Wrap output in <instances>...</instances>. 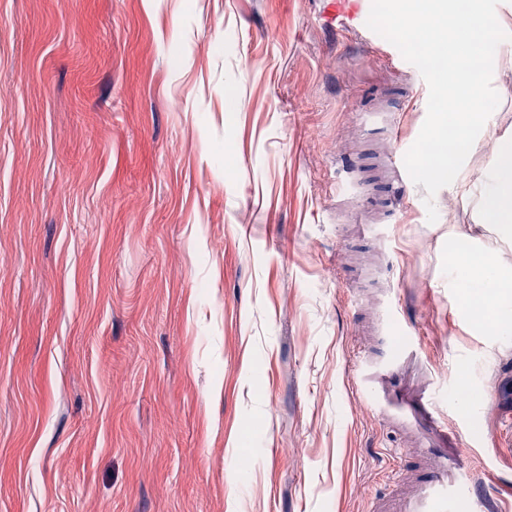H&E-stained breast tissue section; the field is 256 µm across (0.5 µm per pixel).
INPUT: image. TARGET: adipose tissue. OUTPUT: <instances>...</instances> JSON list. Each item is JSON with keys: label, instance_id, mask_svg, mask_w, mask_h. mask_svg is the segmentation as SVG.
Returning a JSON list of instances; mask_svg holds the SVG:
<instances>
[{"label": "adipose tissue", "instance_id": "obj_1", "mask_svg": "<svg viewBox=\"0 0 512 512\" xmlns=\"http://www.w3.org/2000/svg\"><path fill=\"white\" fill-rule=\"evenodd\" d=\"M484 210L489 221H505L512 218V151H504L498 157L495 181L484 201ZM505 268L498 256H490L479 269H472L468 263H459L456 268L458 287L467 290H483L486 284H493L492 296L486 307L474 309L478 320H491L496 332L501 335L512 333V292H503Z\"/></svg>", "mask_w": 512, "mask_h": 512}]
</instances>
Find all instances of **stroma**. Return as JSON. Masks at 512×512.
I'll return each instance as SVG.
<instances>
[{
    "label": "stroma",
    "mask_w": 512,
    "mask_h": 512,
    "mask_svg": "<svg viewBox=\"0 0 512 512\" xmlns=\"http://www.w3.org/2000/svg\"><path fill=\"white\" fill-rule=\"evenodd\" d=\"M385 50L329 0H0V512H362L369 302L411 314L448 394L512 403V336L450 277L512 264L483 211L512 71L458 178L364 237L386 186L363 112L396 101L406 149L427 115ZM339 147L371 194L337 196ZM448 416L512 474L477 406Z\"/></svg>",
    "instance_id": "obj_1"
}]
</instances>
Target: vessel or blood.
<instances>
[{
    "instance_id": "vessel-or-blood-1",
    "label": "vessel or blood",
    "mask_w": 512,
    "mask_h": 512,
    "mask_svg": "<svg viewBox=\"0 0 512 512\" xmlns=\"http://www.w3.org/2000/svg\"><path fill=\"white\" fill-rule=\"evenodd\" d=\"M339 26L351 37L375 43L367 25L371 0H346ZM390 195L378 208L384 223L401 212L408 173L403 156L392 151L383 164ZM404 319L383 308L375 331L378 352L353 349L351 392L374 416L394 445L377 454L390 469L385 489L370 497L365 512H512V476L495 473L468 449L448 419L433 363L409 337L394 335Z\"/></svg>"
}]
</instances>
